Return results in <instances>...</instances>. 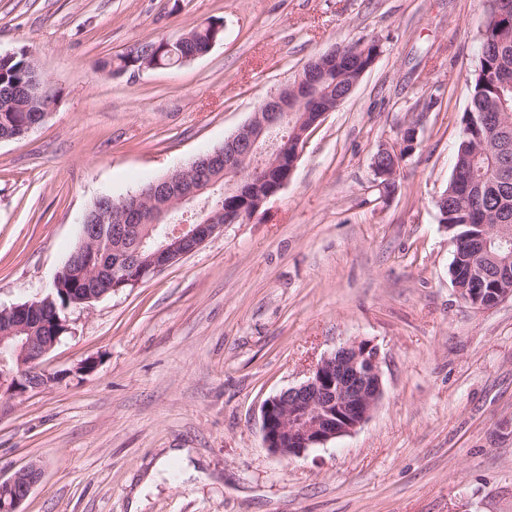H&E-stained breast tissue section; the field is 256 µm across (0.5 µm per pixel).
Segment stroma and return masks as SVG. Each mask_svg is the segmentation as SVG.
<instances>
[{"mask_svg": "<svg viewBox=\"0 0 512 512\" xmlns=\"http://www.w3.org/2000/svg\"><path fill=\"white\" fill-rule=\"evenodd\" d=\"M486 0H0V55L36 58L53 99L0 141V306L42 296L99 196L222 146L260 100L334 46L377 43L250 219L132 288L68 310L44 361L61 382L0 406V477H43L25 512H512V298L458 297L434 198L451 178ZM177 70L96 63L212 20ZM418 121L397 188L371 160ZM383 395L354 434L284 460L265 400L351 341ZM90 372H79L83 362ZM185 448L199 477L173 472Z\"/></svg>", "mask_w": 512, "mask_h": 512, "instance_id": "35a3bbf8", "label": "stroma"}]
</instances>
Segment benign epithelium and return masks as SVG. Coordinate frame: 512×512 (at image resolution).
Masks as SVG:
<instances>
[{"mask_svg": "<svg viewBox=\"0 0 512 512\" xmlns=\"http://www.w3.org/2000/svg\"><path fill=\"white\" fill-rule=\"evenodd\" d=\"M329 70L330 66L323 65L318 72L298 76L296 84H289L260 102L250 119L225 139L223 146L196 158L194 169L224 168V195L235 198V202L216 210L204 221L182 225L172 233L163 232V240L153 245L149 263L142 269L128 270L126 283L137 286L195 252L223 225L246 220L288 184L310 129L305 124L309 116H303L296 123L292 117L299 105L308 101L318 104L320 117L332 111L333 106L320 103L317 95V88L330 78ZM290 126L294 128L291 133L288 132ZM417 135L418 122H411L394 143L377 151L372 163L376 178L389 183L396 181L400 153L415 150ZM185 174L184 170H176L154 182L152 195L160 200L173 199L187 215L196 208L198 199L211 189V184L203 179L186 180ZM143 200L144 195L137 194L113 204L120 214V223H144ZM479 228L481 233L470 238L473 254L468 259L466 285L457 284L455 288L461 300L475 309H485L488 296L495 305L512 297V225L481 224ZM95 231V221L84 215L80 229L82 247L69 258L67 268L70 275L83 280L91 299L95 284L92 276L104 273V269L97 267L90 275L84 266V253L93 242ZM489 263L496 266L499 287L488 291L484 288V278ZM51 300L52 295L48 294L0 309L15 322L13 331L0 334V363L9 354L17 359L20 371L38 374L36 380L14 392V400L60 380V374L46 371L43 362L60 341L62 330L68 328L67 322L57 319L59 331L52 336L25 335L33 312ZM381 396L377 349L363 341H352L321 358L306 381L264 402L261 410L264 448L283 459L302 457L313 448L323 447L363 427ZM41 478L42 469L31 464L8 479H0L3 509L23 512V504Z\"/></svg>", "mask_w": 512, "mask_h": 512, "instance_id": "1", "label": "benign epithelium"}]
</instances>
